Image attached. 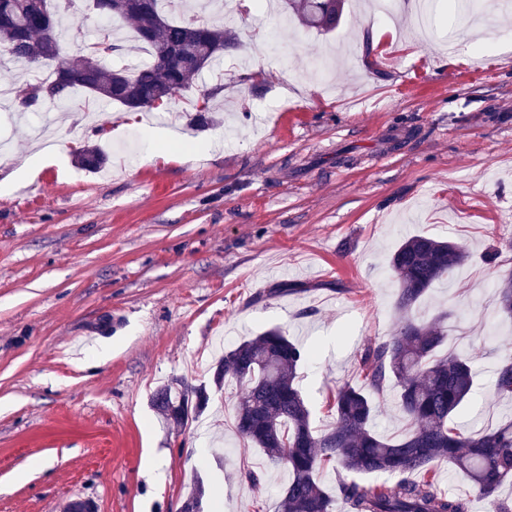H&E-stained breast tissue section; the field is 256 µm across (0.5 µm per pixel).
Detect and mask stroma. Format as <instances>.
<instances>
[{"mask_svg":"<svg viewBox=\"0 0 512 512\" xmlns=\"http://www.w3.org/2000/svg\"><path fill=\"white\" fill-rule=\"evenodd\" d=\"M404 2L349 0L325 35L284 0L263 16L213 0L205 19L236 39L201 84L224 90L206 128H189L184 103L163 111L165 141L103 102L49 110L34 140L42 118L18 94L54 65L0 64V180L46 155L0 195V512H180L198 480L203 512H278L288 470L236 434L235 381L184 429L151 395L208 380L195 357L277 326L310 350L300 385L313 426L330 428L331 392L397 330L389 259L413 235L470 251L415 310L447 312L446 346L477 372L457 425L512 417L491 387L512 318L486 260H512V9L487 0L479 25L433 0L427 36ZM72 18L69 56L99 26L86 0ZM92 145L108 155L98 174L76 163Z\"/></svg>","mask_w":512,"mask_h":512,"instance_id":"35a3bbf8","label":"stroma"}]
</instances>
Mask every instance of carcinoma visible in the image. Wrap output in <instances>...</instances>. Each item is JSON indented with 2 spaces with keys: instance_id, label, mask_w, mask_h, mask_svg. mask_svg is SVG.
Instances as JSON below:
<instances>
[{
  "instance_id": "cac0c4a2",
  "label": "carcinoma",
  "mask_w": 512,
  "mask_h": 512,
  "mask_svg": "<svg viewBox=\"0 0 512 512\" xmlns=\"http://www.w3.org/2000/svg\"><path fill=\"white\" fill-rule=\"evenodd\" d=\"M35 0H0V51L17 63L30 64L29 46L51 39L60 45V26L49 33L39 23ZM330 0H287L293 18L310 29L332 32L340 24L346 0L338 8ZM182 18L168 19L161 6ZM97 41L78 57L61 61L79 79L65 95L43 104L47 109H68L75 92L94 101L117 104L128 112L149 109L148 100L162 96L168 105L179 102L227 43L226 32L202 20L186 0H110L103 14ZM133 22L135 41L149 46L152 62L135 72L112 68L109 61L123 45L113 37L112 24ZM223 91L216 84L202 90L193 102L190 125L204 128L211 118L195 115L199 102L214 111L212 102ZM108 156L99 146L79 152V165L90 172L105 168ZM468 259L458 243L425 235L411 236L393 251L390 266L398 285L395 308L401 318L396 334L370 342L360 360V382L345 384L331 395L333 426L323 433L313 429L310 411L299 386V370L310 351L279 328H271L224 352L212 367L207 382L194 384L185 377L159 386L151 405L167 422L181 429L207 408L210 392L233 379L241 386L235 404L234 427L249 445L275 464L288 467V486L279 512H469V499L448 495L430 476L433 467L446 462L461 472L472 491L487 500L490 512H512V500L498 497V489L512 481V420L494 428L462 431L452 417L467 400L475 380L471 358L458 352L440 354L448 336L447 313L429 321L415 314L417 303L433 285L452 275ZM498 300L512 315V269L499 275ZM394 387L398 410L408 429L388 440L372 428L378 411L376 399ZM493 390L512 399V354H504L493 377ZM348 473L339 480L336 495L323 487L327 467ZM388 474L392 484L366 483L363 475ZM205 487L195 482L184 501L185 512H201Z\"/></svg>"
}]
</instances>
